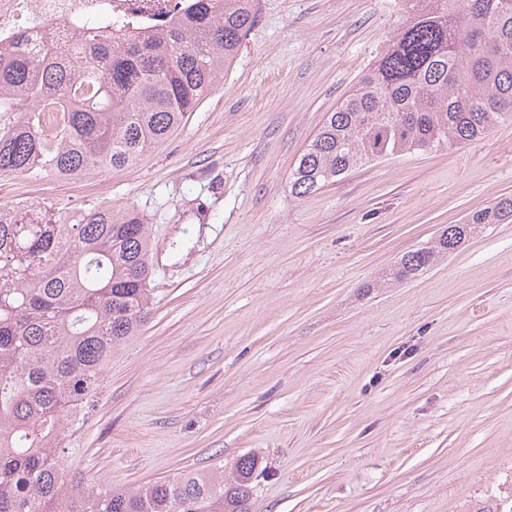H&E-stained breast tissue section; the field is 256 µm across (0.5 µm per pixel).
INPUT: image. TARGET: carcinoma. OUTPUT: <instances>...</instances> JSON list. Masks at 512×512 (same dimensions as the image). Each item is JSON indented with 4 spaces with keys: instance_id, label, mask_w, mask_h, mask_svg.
<instances>
[{
    "instance_id": "cac0c4a2",
    "label": "carcinoma",
    "mask_w": 512,
    "mask_h": 512,
    "mask_svg": "<svg viewBox=\"0 0 512 512\" xmlns=\"http://www.w3.org/2000/svg\"><path fill=\"white\" fill-rule=\"evenodd\" d=\"M400 2V26L300 154L296 196L512 121V0ZM256 12L255 0H191L146 40L93 47L82 67L0 57V113H13L0 127V175L134 163L224 78ZM47 101L64 108L53 125ZM511 223L502 197L404 253L379 283L415 278L485 225ZM150 251L147 220L131 207L72 219L44 204L0 207V512H252L255 455L227 476L219 464L133 489L62 468L112 355L150 315Z\"/></svg>"
}]
</instances>
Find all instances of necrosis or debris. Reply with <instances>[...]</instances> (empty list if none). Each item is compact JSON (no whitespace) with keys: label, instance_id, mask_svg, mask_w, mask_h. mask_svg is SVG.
Segmentation results:
<instances>
[{"label":"necrosis or debris","instance_id":"obj_1","mask_svg":"<svg viewBox=\"0 0 512 512\" xmlns=\"http://www.w3.org/2000/svg\"><path fill=\"white\" fill-rule=\"evenodd\" d=\"M187 0H0V53L51 52L80 62L75 44L86 35L153 31Z\"/></svg>","mask_w":512,"mask_h":512}]
</instances>
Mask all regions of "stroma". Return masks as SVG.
Returning a JSON list of instances; mask_svg holds the SVG:
<instances>
[{"label": "stroma", "instance_id": "35a3bbf8", "mask_svg": "<svg viewBox=\"0 0 512 512\" xmlns=\"http://www.w3.org/2000/svg\"><path fill=\"white\" fill-rule=\"evenodd\" d=\"M398 0H258L224 78L132 165L0 176V206L148 220L152 313L64 467L123 487L258 453L253 512H501L512 501V224L403 282L405 252L512 197V122L292 194L299 155Z\"/></svg>", "mask_w": 512, "mask_h": 512}]
</instances>
